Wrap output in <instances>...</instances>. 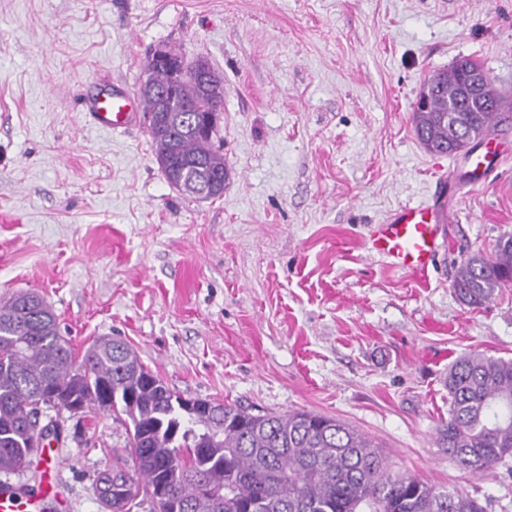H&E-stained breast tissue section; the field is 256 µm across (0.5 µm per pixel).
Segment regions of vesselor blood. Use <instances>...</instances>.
<instances>
[{
  "label": "vessel or blood",
  "instance_id": "1",
  "mask_svg": "<svg viewBox=\"0 0 512 512\" xmlns=\"http://www.w3.org/2000/svg\"><path fill=\"white\" fill-rule=\"evenodd\" d=\"M86 108L103 129H129L140 120L142 105L126 94L103 93L87 100ZM446 217L436 205L401 206L371 240L372 252L395 268L427 275L444 244ZM67 503L49 483L32 493L0 485V512H65Z\"/></svg>",
  "mask_w": 512,
  "mask_h": 512
}]
</instances>
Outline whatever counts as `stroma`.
I'll return each instance as SVG.
<instances>
[{"label": "stroma", "instance_id": "obj_1", "mask_svg": "<svg viewBox=\"0 0 512 512\" xmlns=\"http://www.w3.org/2000/svg\"><path fill=\"white\" fill-rule=\"evenodd\" d=\"M158 47L224 78L219 198L170 185L147 122L112 132L83 105L138 96ZM463 57L512 96V0H0V302L38 293L76 355L121 339L186 398L334 417L393 471L512 512V466L472 474L437 444L449 366L512 358V288L477 309L453 290L512 236V118L475 187L412 124L426 79ZM436 201L428 276L370 252L399 207ZM41 419L60 424L69 512H104L96 479L132 470L130 419Z\"/></svg>", "mask_w": 512, "mask_h": 512}]
</instances>
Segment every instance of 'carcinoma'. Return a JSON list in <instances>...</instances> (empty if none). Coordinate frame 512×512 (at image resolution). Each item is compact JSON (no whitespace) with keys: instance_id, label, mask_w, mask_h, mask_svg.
Returning a JSON list of instances; mask_svg holds the SVG:
<instances>
[{"instance_id":"cac0c4a2","label":"carcinoma","mask_w":512,"mask_h":512,"mask_svg":"<svg viewBox=\"0 0 512 512\" xmlns=\"http://www.w3.org/2000/svg\"><path fill=\"white\" fill-rule=\"evenodd\" d=\"M152 82L174 81L172 72L147 62ZM427 108L413 113L415 133L428 150L454 153L499 123L479 97L465 95L458 70L428 80ZM177 99L191 112H165L162 101L142 96L150 133L167 181L205 199L224 194V153L217 131L203 134L194 118L210 108L199 81H178ZM459 102L458 126L444 120ZM512 286V237L493 255L465 260L453 283L460 302L477 308ZM448 419L437 441L461 469L487 475L512 457V359L465 354L448 369ZM62 392L87 409H121L132 422L130 452L155 512H483L458 492L389 469L378 446L354 427L304 410L255 415L228 403L194 414L126 343L102 337L82 357L58 331L56 316L34 293L0 302V471L27 466L31 442L48 391ZM123 469L98 476L100 502L110 512H130Z\"/></svg>"}]
</instances>
